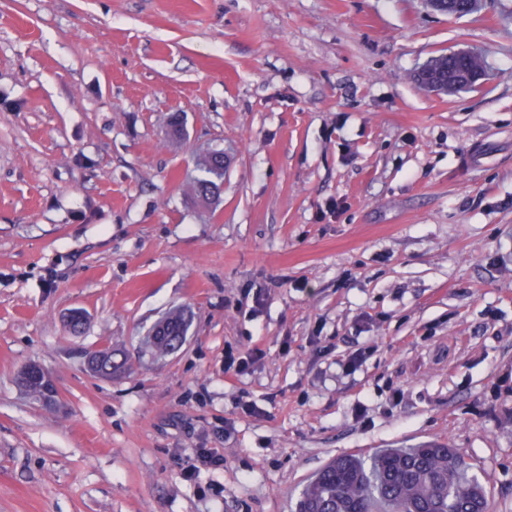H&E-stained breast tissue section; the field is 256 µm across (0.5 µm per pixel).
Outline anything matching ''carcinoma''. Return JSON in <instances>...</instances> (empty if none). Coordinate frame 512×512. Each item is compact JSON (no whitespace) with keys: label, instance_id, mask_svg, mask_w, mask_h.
<instances>
[{"label":"carcinoma","instance_id":"carcinoma-1","mask_svg":"<svg viewBox=\"0 0 512 512\" xmlns=\"http://www.w3.org/2000/svg\"><path fill=\"white\" fill-rule=\"evenodd\" d=\"M448 71L475 65L479 55H440ZM224 182V152L209 154L203 176L193 181L196 195L208 200ZM157 327L167 336H184L185 320L170 315ZM468 466L455 448H383L367 459L339 456L304 485L297 512H489L485 487L467 476Z\"/></svg>","mask_w":512,"mask_h":512}]
</instances>
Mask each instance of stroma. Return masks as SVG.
Wrapping results in <instances>:
<instances>
[{"label": "stroma", "instance_id": "1", "mask_svg": "<svg viewBox=\"0 0 512 512\" xmlns=\"http://www.w3.org/2000/svg\"><path fill=\"white\" fill-rule=\"evenodd\" d=\"M457 50L478 87L414 81ZM434 444L512 512V0H0V512H293ZM204 175L193 181L196 195L202 200L213 198L224 182V153L216 151L209 154L203 164ZM155 328H160L165 333V336H161V334H158V336H154L155 333H153L152 336H149L148 339L152 346H155L158 342H160V340L169 342L175 336H179V339L175 343L176 348H179L186 340L185 335L187 333V326L185 320L179 315L175 314L167 316L166 318L161 320L155 326ZM155 348L161 353L168 352L167 348L163 347L162 345H157L155 346Z\"/></svg>", "mask_w": 512, "mask_h": 512}]
</instances>
